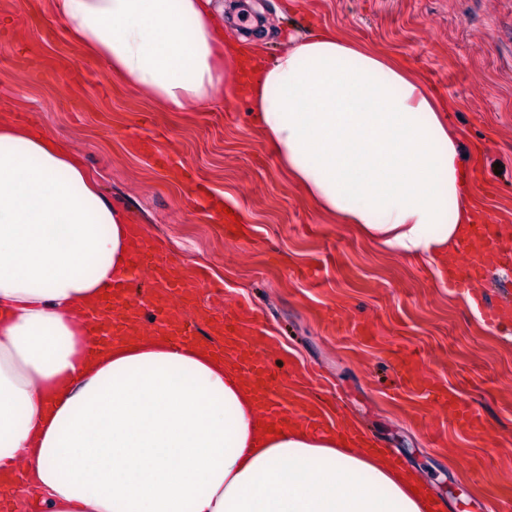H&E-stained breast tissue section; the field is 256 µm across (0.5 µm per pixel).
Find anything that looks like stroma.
<instances>
[{"label":"stroma","instance_id":"stroma-1","mask_svg":"<svg viewBox=\"0 0 512 512\" xmlns=\"http://www.w3.org/2000/svg\"><path fill=\"white\" fill-rule=\"evenodd\" d=\"M0 15V113L63 140L131 223L187 276L274 344L267 362L323 423L358 420L447 503L512 512V325L488 323L431 265L383 252L322 214L283 172L224 84L222 108L166 112L111 76L50 16L49 0ZM274 55L290 34L328 26L391 54L440 97L471 155L475 207L512 237V0H260ZM80 68L83 84L71 82ZM149 139L236 211L230 237L177 178L133 147ZM467 401L483 429L418 394L398 393L395 351Z\"/></svg>","mask_w":512,"mask_h":512}]
</instances>
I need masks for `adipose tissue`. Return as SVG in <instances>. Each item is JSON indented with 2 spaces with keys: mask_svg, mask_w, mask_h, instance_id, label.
Wrapping results in <instances>:
<instances>
[{
  "mask_svg": "<svg viewBox=\"0 0 512 512\" xmlns=\"http://www.w3.org/2000/svg\"><path fill=\"white\" fill-rule=\"evenodd\" d=\"M110 74L168 112L242 90L279 165L387 252L442 264L479 218L439 100L389 55L325 29L224 37L217 0H51ZM136 244L126 211L55 138L0 113V499L12 512H425L423 480L368 452L356 423L273 432L238 363L140 332L86 357Z\"/></svg>",
  "mask_w": 512,
  "mask_h": 512,
  "instance_id": "ef3b65f1",
  "label": "adipose tissue"
}]
</instances>
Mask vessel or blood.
Masks as SVG:
<instances>
[{
  "instance_id": "obj_1",
  "label": "vessel or blood",
  "mask_w": 512,
  "mask_h": 512,
  "mask_svg": "<svg viewBox=\"0 0 512 512\" xmlns=\"http://www.w3.org/2000/svg\"><path fill=\"white\" fill-rule=\"evenodd\" d=\"M487 224L475 227L477 236H484L499 262L512 264V242L497 236H487ZM483 268V260L477 255H465L448 267V284L460 286L477 278ZM144 280L150 296L148 302L134 301L131 283ZM196 282L182 274L174 262L156 249L144 248L132 256V268L127 278L112 289V303L125 310L123 320L113 322L112 335L120 338L129 335L133 323H148L153 329L176 339H188L210 346L220 354L230 355L243 362L248 377L253 382L257 397L265 408L271 422H279L283 416L284 394L276 373L259 356L253 355L248 344L249 325L239 315L225 312L224 316L205 320L203 326L190 328L189 319L195 308L191 299ZM396 374L403 391L421 392L433 396L436 403L447 408L449 413L464 423H473L474 418L459 395L448 388L436 385L430 377L421 375L414 368V360L406 354L395 358Z\"/></svg>"
}]
</instances>
